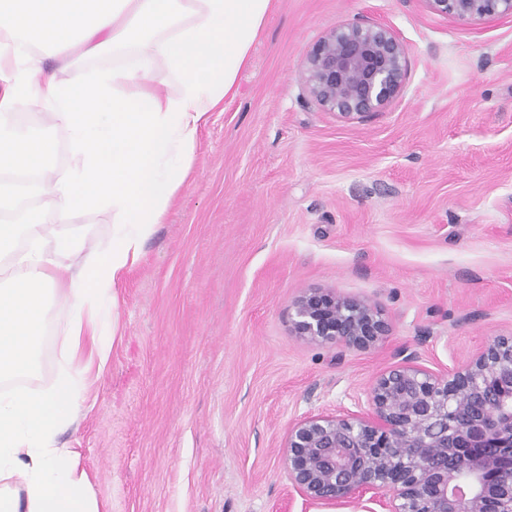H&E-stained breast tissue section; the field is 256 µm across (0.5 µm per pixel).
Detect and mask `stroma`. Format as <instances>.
<instances>
[{
  "instance_id": "stroma-1",
  "label": "stroma",
  "mask_w": 512,
  "mask_h": 512,
  "mask_svg": "<svg viewBox=\"0 0 512 512\" xmlns=\"http://www.w3.org/2000/svg\"><path fill=\"white\" fill-rule=\"evenodd\" d=\"M357 22L391 28L408 73L347 120L318 104L304 61ZM45 221L112 244L108 211ZM315 288L375 305L386 335L366 349L296 335L292 303ZM116 311L109 364L58 438L100 512H373L365 497L309 505L283 446L298 419L364 410L407 356L443 372L512 336V18L276 0Z\"/></svg>"
}]
</instances>
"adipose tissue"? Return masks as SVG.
<instances>
[{
    "mask_svg": "<svg viewBox=\"0 0 512 512\" xmlns=\"http://www.w3.org/2000/svg\"><path fill=\"white\" fill-rule=\"evenodd\" d=\"M273 0H0V512H99L71 449L58 434L82 410L85 376L74 360L104 371L116 336V288L189 178L210 112L234 96L237 76ZM132 50L130 63L72 84L61 75L79 59ZM56 58L46 72L43 54ZM175 93L156 88L158 65ZM43 109L45 127L71 133L73 164L48 162L43 129L16 123ZM39 196L45 209H21ZM112 213V249L48 234L45 210L74 204ZM20 211L19 219L5 212ZM63 314L45 319L47 301ZM62 361L46 388L26 385L46 331Z\"/></svg>",
    "mask_w": 512,
    "mask_h": 512,
    "instance_id": "ef3b65f1",
    "label": "adipose tissue"
}]
</instances>
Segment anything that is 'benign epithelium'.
I'll use <instances>...</instances> for the list:
<instances>
[{
	"label": "benign epithelium",
	"instance_id": "7a95c632",
	"mask_svg": "<svg viewBox=\"0 0 512 512\" xmlns=\"http://www.w3.org/2000/svg\"><path fill=\"white\" fill-rule=\"evenodd\" d=\"M463 21L512 17V0H427ZM406 49L386 26H339L308 53L305 77L326 110L360 119L394 100ZM297 335L370 347L386 324L371 304L312 289L293 303ZM288 480L306 501L342 506L372 493L387 512H512V337L439 374L405 358L381 374L353 416L297 420L284 445Z\"/></svg>",
	"mask_w": 512,
	"mask_h": 512
}]
</instances>
